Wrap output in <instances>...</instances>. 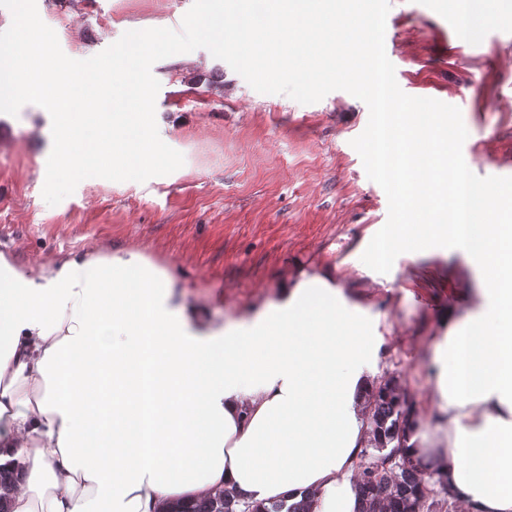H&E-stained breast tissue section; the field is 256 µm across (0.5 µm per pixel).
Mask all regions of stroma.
Wrapping results in <instances>:
<instances>
[{
  "label": "stroma",
  "instance_id": "1",
  "mask_svg": "<svg viewBox=\"0 0 512 512\" xmlns=\"http://www.w3.org/2000/svg\"><path fill=\"white\" fill-rule=\"evenodd\" d=\"M385 50L401 90L460 108L463 156L481 177L512 176V0L467 19L448 0H389ZM193 0H36L70 58H90L124 32L180 29ZM478 30L471 43L461 31ZM156 122L180 152L175 172L145 182L91 177L48 205L42 190L51 122L24 105L0 117V251L19 264L51 263L87 248L134 249L168 266L219 323L272 298L300 272H330L367 309L384 343L372 369L416 399L438 314L468 316L477 281L462 253L400 254L381 274L361 260L388 217L351 142L369 110L336 90L301 104L254 90L203 48L157 61Z\"/></svg>",
  "mask_w": 512,
  "mask_h": 512
}]
</instances>
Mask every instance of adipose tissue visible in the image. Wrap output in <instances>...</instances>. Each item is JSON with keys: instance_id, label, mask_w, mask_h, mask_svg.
Segmentation results:
<instances>
[{"instance_id": "ef3b65f1", "label": "adipose tissue", "mask_w": 512, "mask_h": 512, "mask_svg": "<svg viewBox=\"0 0 512 512\" xmlns=\"http://www.w3.org/2000/svg\"><path fill=\"white\" fill-rule=\"evenodd\" d=\"M390 113L374 129L400 221L374 241L463 252L480 303L447 309L429 344L431 396L402 438L465 512H512V224L458 222L448 137ZM384 342L326 274L283 279L224 325L133 250L39 268L0 252V469L10 512H170L224 489L250 506L310 497L358 512L370 364Z\"/></svg>"}]
</instances>
